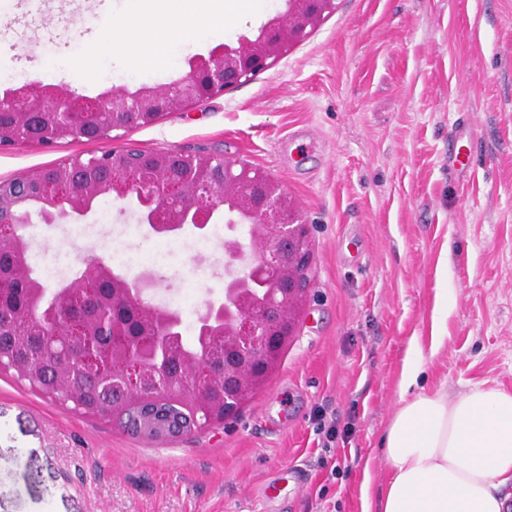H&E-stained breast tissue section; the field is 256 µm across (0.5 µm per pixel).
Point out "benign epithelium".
Segmentation results:
<instances>
[{
	"label": "benign epithelium",
	"instance_id": "1",
	"mask_svg": "<svg viewBox=\"0 0 512 512\" xmlns=\"http://www.w3.org/2000/svg\"><path fill=\"white\" fill-rule=\"evenodd\" d=\"M284 12L263 24L254 37L242 35L237 45L222 44L208 55L187 62L188 70L158 89L142 86L102 92L95 97L68 88L27 84L0 94V148L24 144L52 146L62 139H107L115 131L147 126L170 112L248 82L274 66L297 43L336 10V0H285ZM97 179L99 194L135 200L139 222L156 234L179 236L190 226L205 232L215 209L226 205L224 223V299L208 300L196 323L224 338L223 352L211 357L206 369L224 387L225 420L238 410L243 396L268 373L269 360L293 335L296 318L309 284L311 263L308 226L299 219L279 184L260 169L247 168L225 155L200 156L188 152L125 147L86 161L75 158L51 169L50 176L0 179V253L24 255L27 241L11 237L9 224H25L32 209L43 221L55 224L82 220L93 210L92 200L80 198L88 176ZM247 225L249 243L236 236ZM84 269L58 292L84 286L92 290L104 263L90 250ZM110 272V271H108ZM113 291L133 300L138 311L165 313L182 324L179 314L145 300L160 277L144 272L132 281L110 272ZM101 335L112 337V350L130 349L115 320L100 322ZM59 335L82 352L83 367L100 373L109 366L84 341L80 328L68 321ZM144 360L126 357L119 366L121 385L135 395L133 408L138 433L158 440L174 439L208 427L194 395L201 381L174 368L168 375L143 370Z\"/></svg>",
	"mask_w": 512,
	"mask_h": 512
}]
</instances>
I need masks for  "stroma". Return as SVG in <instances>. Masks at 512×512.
Instances as JSON below:
<instances>
[{
    "label": "stroma",
    "instance_id": "35a3bbf8",
    "mask_svg": "<svg viewBox=\"0 0 512 512\" xmlns=\"http://www.w3.org/2000/svg\"><path fill=\"white\" fill-rule=\"evenodd\" d=\"M284 8L224 0L223 31L202 40L155 0H0V91L161 88ZM131 11L130 39L171 33L170 65L139 70L98 51L106 18ZM465 117L456 173L448 142ZM131 145L227 155L283 187L311 240L295 332L235 417L172 442L0 375V512H362L363 484L376 493L389 479L382 442L412 342L426 351L424 392L512 393V0H337L246 84L107 141L0 150V178ZM28 234L52 288L86 250L107 262L161 244L108 194L81 223L36 219ZM196 242L173 240L150 301L223 298L224 242ZM321 412L349 428L328 448Z\"/></svg>",
    "mask_w": 512,
    "mask_h": 512
}]
</instances>
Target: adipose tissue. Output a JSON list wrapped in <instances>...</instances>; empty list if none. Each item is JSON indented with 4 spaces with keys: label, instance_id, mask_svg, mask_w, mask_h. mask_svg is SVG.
Masks as SVG:
<instances>
[{
    "label": "adipose tissue",
    "instance_id": "obj_1",
    "mask_svg": "<svg viewBox=\"0 0 512 512\" xmlns=\"http://www.w3.org/2000/svg\"><path fill=\"white\" fill-rule=\"evenodd\" d=\"M129 17L113 18L114 56L137 66L168 57V37L152 33L130 45ZM423 350L412 343L400 378L401 405L390 422L385 460L390 471L363 512H507L512 497V393L477 388L457 398L418 389Z\"/></svg>",
    "mask_w": 512,
    "mask_h": 512
}]
</instances>
